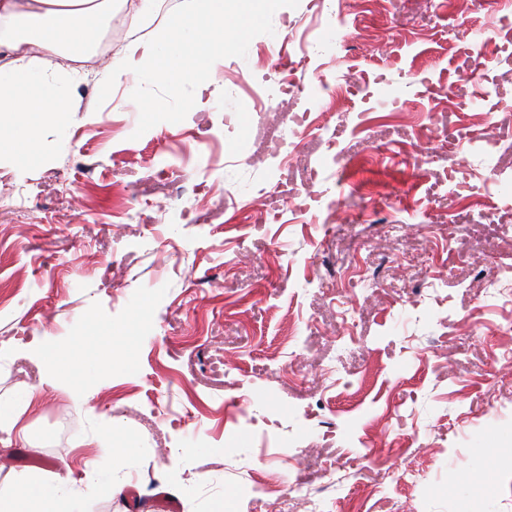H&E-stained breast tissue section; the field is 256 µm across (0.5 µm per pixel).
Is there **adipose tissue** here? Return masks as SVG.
<instances>
[{"label":"adipose tissue","mask_w":512,"mask_h":512,"mask_svg":"<svg viewBox=\"0 0 512 512\" xmlns=\"http://www.w3.org/2000/svg\"><path fill=\"white\" fill-rule=\"evenodd\" d=\"M115 0H0V46L15 53L0 67V148L12 147L22 159L39 155L41 126L62 120L70 105L65 87L71 76L48 74L47 56L80 60L96 46L111 21ZM90 350L86 337L66 347L45 343L37 353L48 366L46 383L64 381L68 365ZM0 512H72L70 497L49 486L45 471L0 489Z\"/></svg>","instance_id":"ef3b65f1"}]
</instances>
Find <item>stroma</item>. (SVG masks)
<instances>
[{"mask_svg": "<svg viewBox=\"0 0 512 512\" xmlns=\"http://www.w3.org/2000/svg\"><path fill=\"white\" fill-rule=\"evenodd\" d=\"M138 9L134 25L113 16L109 55L50 58L77 71L75 110L43 127L39 157L0 153V405L27 432L0 443V487L44 467L79 512H130L134 494L139 512L160 494L179 512H512V304L486 286L512 269L496 224L512 132L423 97L466 86L478 35L485 68L512 70V0L464 15L456 0H347L341 27L299 0L216 66L194 112L140 137L136 75L98 99L127 41L167 18ZM288 60L296 115L335 145L304 137L317 176L274 211L280 161H254L240 116L284 97ZM322 73L369 99L337 120ZM424 111L456 140L449 168L506 193L466 199L416 166ZM76 336L96 374L77 395L41 388L34 346ZM107 429L111 453L95 442Z\"/></svg>", "mask_w": 512, "mask_h": 512, "instance_id": "stroma-1", "label": "stroma"}]
</instances>
